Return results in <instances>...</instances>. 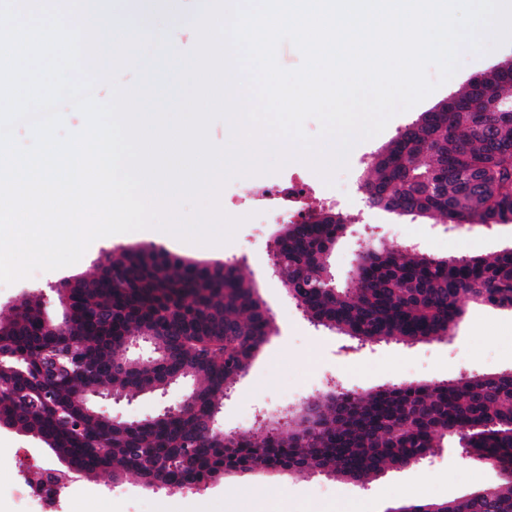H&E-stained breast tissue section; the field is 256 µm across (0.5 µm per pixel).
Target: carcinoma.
Wrapping results in <instances>:
<instances>
[{
    "label": "carcinoma",
    "instance_id": "obj_1",
    "mask_svg": "<svg viewBox=\"0 0 512 512\" xmlns=\"http://www.w3.org/2000/svg\"><path fill=\"white\" fill-rule=\"evenodd\" d=\"M512 69L494 68L473 79L448 104L420 115L368 164L370 206L401 217L450 226L512 223ZM347 230L335 212H311L287 224L274 240L280 280L317 326L361 344L411 345L451 338L463 303L512 310V247L490 255L435 257L406 243L371 245L368 279L336 293L326 290V258ZM73 321L108 310L110 327H86L58 343L80 370L51 388L41 381L47 337L40 295L22 296L0 316V417L41 441L59 459L84 449V472L117 480L134 473L178 486L207 484L254 466L314 471L363 485L409 457L425 459L444 440L459 437L468 458L498 466V481L441 502L405 506L409 512H512V367L491 375L438 382L384 385L364 393L334 386L308 400L299 420L284 426L256 421L223 443L208 416L248 369L276 325L254 283L238 266L206 264L154 246L106 254L99 272L78 278ZM152 335L160 350L150 371L113 367L128 336ZM191 380L195 410L155 432L114 423L89 412L95 388L117 396L155 394ZM142 448L158 449L162 463L142 462ZM351 457L346 471L336 455Z\"/></svg>",
    "mask_w": 512,
    "mask_h": 512
}]
</instances>
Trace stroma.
Returning a JSON list of instances; mask_svg holds the SVG:
<instances>
[{"label":"stroma","mask_w":512,"mask_h":512,"mask_svg":"<svg viewBox=\"0 0 512 512\" xmlns=\"http://www.w3.org/2000/svg\"><path fill=\"white\" fill-rule=\"evenodd\" d=\"M512 59V42L476 53L464 50L456 74L424 100L395 115L375 139L357 142L348 166L324 179L305 162L294 159L278 172L265 175L268 183L298 178L310 190L309 208L339 212L347 232L330 262L337 278H347L361 238L411 242L435 256L487 255L512 245V223L451 228L431 220L400 218L369 207L361 173L371 158L405 125L415 121L449 95L463 89L474 76ZM282 226L281 221L258 215L244 222L233 239L222 245H198L166 232L114 234L95 240L75 264L53 271H39L10 285H0V311L28 292L44 296V310L60 313L54 284L74 275H87L104 252L134 245L153 244L185 258L205 262H230L257 286L274 314L278 332L270 337L247 373L224 398L216 422L227 431L254 429L259 412L298 407L306 398L327 390L329 381L363 391L398 383L445 380L459 374H489L512 365V310L492 305L469 304L454 335L445 341L410 346L381 342L358 347L356 341L314 326L292 301L281 282L266 273L267 250ZM191 383L168 387L166 395H139L113 401L96 399L97 410L126 422L156 416L166 405L181 403ZM457 440L445 441L431 460L419 466L389 472L360 486L325 475L301 478L295 474L256 467L232 473L196 487L184 495L152 490L129 474L113 480L111 474H77L62 504L63 512H227L242 489L259 492L263 512H388L401 502L446 500L497 482L498 472L487 464L461 458ZM49 448L31 436L0 428V512H17L7 489L18 477L57 465Z\"/></svg>","instance_id":"1"}]
</instances>
